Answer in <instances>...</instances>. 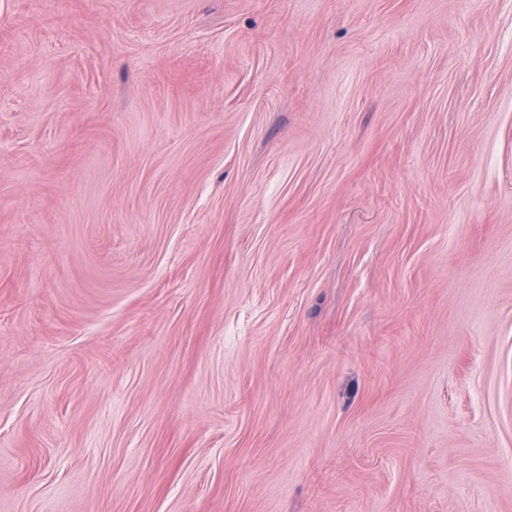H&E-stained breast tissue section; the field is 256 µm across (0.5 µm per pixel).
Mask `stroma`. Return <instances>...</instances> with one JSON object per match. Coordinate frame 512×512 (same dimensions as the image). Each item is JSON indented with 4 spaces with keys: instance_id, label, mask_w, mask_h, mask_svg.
Returning <instances> with one entry per match:
<instances>
[{
    "instance_id": "stroma-1",
    "label": "stroma",
    "mask_w": 512,
    "mask_h": 512,
    "mask_svg": "<svg viewBox=\"0 0 512 512\" xmlns=\"http://www.w3.org/2000/svg\"><path fill=\"white\" fill-rule=\"evenodd\" d=\"M0 512H512V0H0Z\"/></svg>"
}]
</instances>
